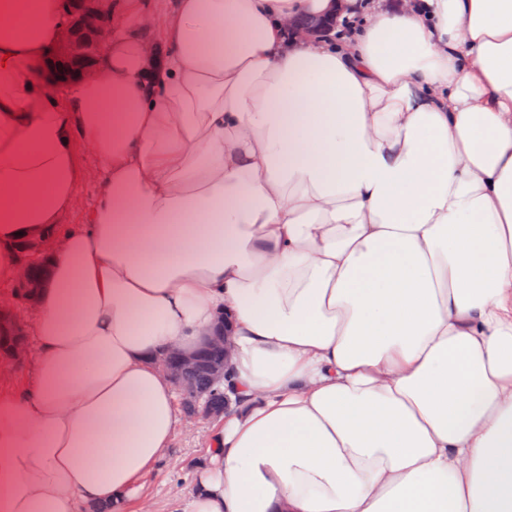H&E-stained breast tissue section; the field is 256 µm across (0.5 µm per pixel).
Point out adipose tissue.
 Returning a JSON list of instances; mask_svg holds the SVG:
<instances>
[{"mask_svg": "<svg viewBox=\"0 0 512 512\" xmlns=\"http://www.w3.org/2000/svg\"><path fill=\"white\" fill-rule=\"evenodd\" d=\"M330 7L114 0L98 79L52 94L63 0H0V292L52 242L0 512L122 505L182 427L156 357L221 314L233 410L183 512H512V0L289 40ZM84 166L87 170V176L82 180L78 188L77 208L65 217V224H61L63 227L86 223L87 212L94 204L98 195L99 182L96 161L91 156H85Z\"/></svg>", "mask_w": 512, "mask_h": 512, "instance_id": "ef3b65f1", "label": "adipose tissue"}]
</instances>
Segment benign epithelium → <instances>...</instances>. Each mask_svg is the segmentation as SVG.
<instances>
[{
    "instance_id": "benign-epithelium-1",
    "label": "benign epithelium",
    "mask_w": 512,
    "mask_h": 512,
    "mask_svg": "<svg viewBox=\"0 0 512 512\" xmlns=\"http://www.w3.org/2000/svg\"><path fill=\"white\" fill-rule=\"evenodd\" d=\"M336 8L327 16L312 18L293 17L288 19V34L296 41H319L332 34L338 26L345 0H333ZM69 22L61 41L49 56L43 68V75L50 83L61 84L73 78L89 80L98 75L96 61L101 59L112 40L117 17L107 8V0H66ZM207 342L224 349V366L215 370V380L221 382L228 377V370L234 348L233 338L224 321H219ZM200 353L185 352L174 348L159 358L158 366L170 378L184 399L195 397L193 388L182 381L183 371L199 362ZM232 411L229 397H224V412L213 414L207 410L187 416L193 423L200 420L219 421Z\"/></svg>"
}]
</instances>
